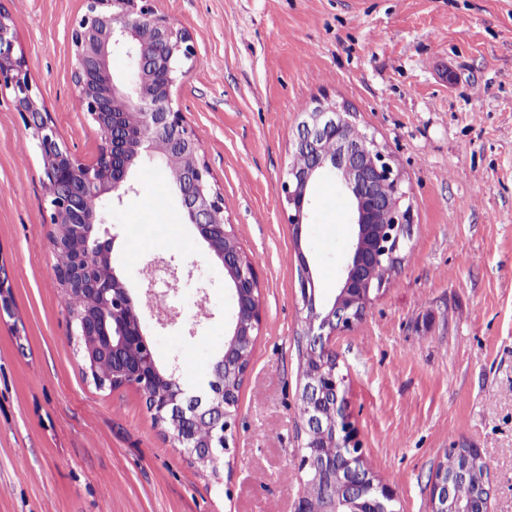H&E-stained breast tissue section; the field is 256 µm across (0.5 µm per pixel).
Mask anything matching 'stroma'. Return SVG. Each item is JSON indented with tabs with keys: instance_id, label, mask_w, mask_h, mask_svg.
<instances>
[{
	"instance_id": "35a3bbf8",
	"label": "stroma",
	"mask_w": 512,
	"mask_h": 512,
	"mask_svg": "<svg viewBox=\"0 0 512 512\" xmlns=\"http://www.w3.org/2000/svg\"><path fill=\"white\" fill-rule=\"evenodd\" d=\"M195 58L173 89L260 279L263 320L238 396L224 486L154 425L132 387L98 388L70 338L54 275L42 160L0 86V512H294L302 419L301 275L335 292L347 203L320 181L301 233L280 183L300 109L347 103L405 177L404 260L331 348L365 466L398 512H428L448 448L481 449L490 512H512V0H154ZM34 90L72 151L97 128L74 108L70 21L83 0H0ZM106 207L111 261L135 301L150 261L192 272L175 325L145 324L161 367L207 383L234 302L165 171Z\"/></svg>"
}]
</instances>
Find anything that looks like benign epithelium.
Returning <instances> with one entry per match:
<instances>
[{
    "instance_id": "1",
    "label": "benign epithelium",
    "mask_w": 512,
    "mask_h": 512,
    "mask_svg": "<svg viewBox=\"0 0 512 512\" xmlns=\"http://www.w3.org/2000/svg\"><path fill=\"white\" fill-rule=\"evenodd\" d=\"M85 11L72 25V79L77 111L105 131L95 158L87 161L59 141L49 112L29 80L25 60L16 55L12 20L0 11V85L13 90L14 108L35 140L42 157L43 181L49 198L50 247L83 241L98 256L111 258L114 234L101 227L102 208L87 198L121 205L134 188V175L144 158L167 171L187 223L208 246L224 271L235 300L224 349L213 364L207 385L191 392L156 361L154 342L124 279L92 289L90 306L80 316L72 336H92L122 354L140 345L151 368L135 360L122 362L112 384L136 388L147 409L163 426L174 446L210 469L218 485L228 433L236 417L238 392L249 372L250 355L262 321L259 275L240 246L233 227L224 221V196L212 181L193 131L185 124L172 89L185 64L195 56L188 34L155 14L153 0H84ZM123 51L133 72H112V55ZM293 143L294 156L281 183L288 223L300 237L312 204L313 189L324 177L336 179L347 196L352 228L348 260L333 301L317 307L311 274L301 280L304 308L303 385L300 401L304 442L298 469L306 485L295 512H309L308 493L323 492L320 512H395L394 491L364 466L357 429L346 406L344 379L338 371L331 343L336 332L362 319L372 296L387 283L403 260L410 238L411 206L401 172L390 155L368 134L356 138L355 113L345 103L323 97L300 110ZM178 153L184 166L173 169L168 160ZM146 294L165 302L181 281L173 261L154 263ZM385 271L378 279L375 272ZM87 266L76 263L68 271H54L66 290L84 281ZM205 421L211 433L201 445L191 425ZM462 468L453 477L439 472L431 483L430 512H488L492 488L484 482L468 501L457 499L456 486L466 479L471 460L486 461L477 448L454 446Z\"/></svg>"
}]
</instances>
